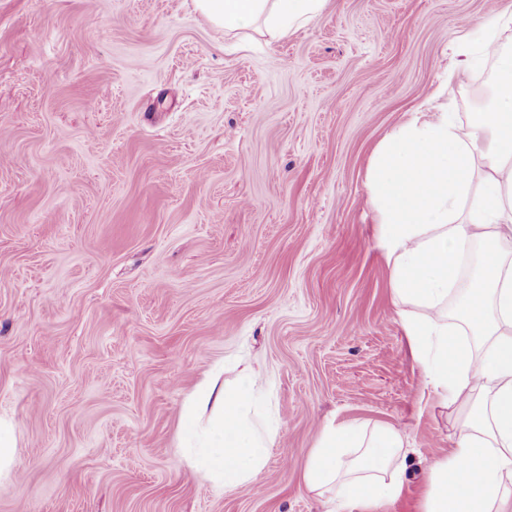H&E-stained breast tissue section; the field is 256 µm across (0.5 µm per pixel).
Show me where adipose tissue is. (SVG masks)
Segmentation results:
<instances>
[{
  "instance_id": "1",
  "label": "adipose tissue",
  "mask_w": 512,
  "mask_h": 512,
  "mask_svg": "<svg viewBox=\"0 0 512 512\" xmlns=\"http://www.w3.org/2000/svg\"><path fill=\"white\" fill-rule=\"evenodd\" d=\"M225 32L263 24L282 38L317 17L326 0H193ZM461 69L494 58L486 111L466 125L453 113L411 121L379 145L370 202L379 215L401 324L427 385L457 415L453 448L429 471L421 512H512V49L494 39L465 48ZM480 244L459 325L448 322L471 244ZM262 379L243 368L232 387L203 382L183 414L182 448L215 487L251 484L274 436L258 426ZM407 450L391 425L328 424L303 472L306 486L348 512H379L402 489Z\"/></svg>"
}]
</instances>
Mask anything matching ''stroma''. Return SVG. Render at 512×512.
Instances as JSON below:
<instances>
[{"label": "stroma", "instance_id": "35a3bbf8", "mask_svg": "<svg viewBox=\"0 0 512 512\" xmlns=\"http://www.w3.org/2000/svg\"><path fill=\"white\" fill-rule=\"evenodd\" d=\"M512 0H327L281 39L192 0H0V512H339L302 473L322 428H398L420 512L455 428L399 318L369 202L385 136L493 60L457 47ZM267 385L263 472L188 465L181 409L216 366ZM19 448L18 426L16 421L0 415V478L8 477L14 471Z\"/></svg>", "mask_w": 512, "mask_h": 512}]
</instances>
